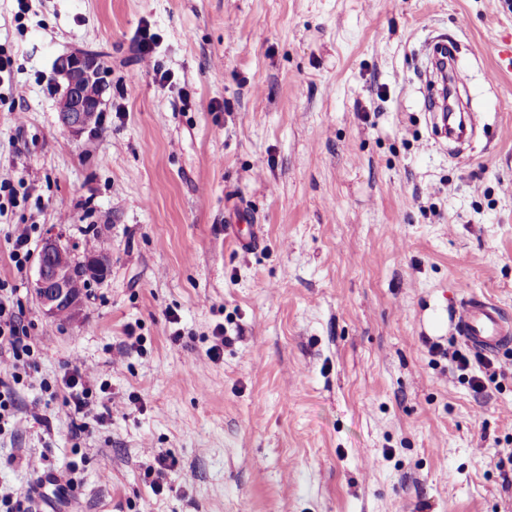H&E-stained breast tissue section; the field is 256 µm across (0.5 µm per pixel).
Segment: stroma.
Listing matches in <instances>:
<instances>
[{
	"instance_id": "obj_1",
	"label": "stroma",
	"mask_w": 512,
	"mask_h": 512,
	"mask_svg": "<svg viewBox=\"0 0 512 512\" xmlns=\"http://www.w3.org/2000/svg\"><path fill=\"white\" fill-rule=\"evenodd\" d=\"M147 32L167 86L139 58ZM439 33L482 123L459 148L424 110ZM509 37L512 0H0V176L29 195L0 213V296L45 340L30 377L0 372V489L41 512H512V348L479 395L431 351L460 347L467 292L512 320ZM81 50L110 86L76 137L54 61ZM236 205L254 249L227 231ZM19 224L78 255L104 242L75 321L15 268ZM219 326L233 342L213 361ZM79 359L98 375L77 440L55 408ZM148 450L176 461L159 496ZM40 455L78 465L70 504L36 487Z\"/></svg>"
}]
</instances>
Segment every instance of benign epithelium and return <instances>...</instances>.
<instances>
[{"mask_svg":"<svg viewBox=\"0 0 512 512\" xmlns=\"http://www.w3.org/2000/svg\"><path fill=\"white\" fill-rule=\"evenodd\" d=\"M56 69L61 77L58 87V118L61 125L75 136L91 127L88 112L102 108L104 95L109 87L107 74L101 60L88 53H70L57 58ZM86 276L92 281H104L109 261L105 257L83 263ZM69 273L52 269L46 262L36 266L32 290L42 311L49 317L58 306L66 304L77 312L80 302L73 298L68 285Z\"/></svg>","mask_w":512,"mask_h":512,"instance_id":"obj_1","label":"benign epithelium"}]
</instances>
